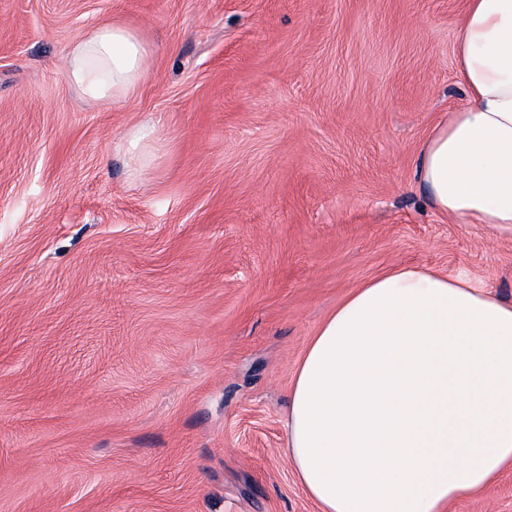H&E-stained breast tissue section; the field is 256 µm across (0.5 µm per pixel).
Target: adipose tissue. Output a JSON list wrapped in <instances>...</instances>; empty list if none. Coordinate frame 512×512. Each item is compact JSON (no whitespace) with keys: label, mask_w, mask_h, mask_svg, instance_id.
<instances>
[{"label":"adipose tissue","mask_w":512,"mask_h":512,"mask_svg":"<svg viewBox=\"0 0 512 512\" xmlns=\"http://www.w3.org/2000/svg\"><path fill=\"white\" fill-rule=\"evenodd\" d=\"M152 55L138 30L104 22L73 42L67 77L115 103ZM455 56L466 99L428 138L420 182L450 220L512 232V0H468ZM282 427L320 512H445L512 469V305L463 274L369 280L309 342Z\"/></svg>","instance_id":"ef3b65f1"}]
</instances>
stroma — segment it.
Returning <instances> with one entry per match:
<instances>
[{"instance_id": "1", "label": "stroma", "mask_w": 512, "mask_h": 512, "mask_svg": "<svg viewBox=\"0 0 512 512\" xmlns=\"http://www.w3.org/2000/svg\"><path fill=\"white\" fill-rule=\"evenodd\" d=\"M466 6L0 0V512H319L281 420L326 316L401 265L512 304V235L418 177ZM110 21L154 53L105 105L66 69ZM448 512H512V470Z\"/></svg>"}]
</instances>
